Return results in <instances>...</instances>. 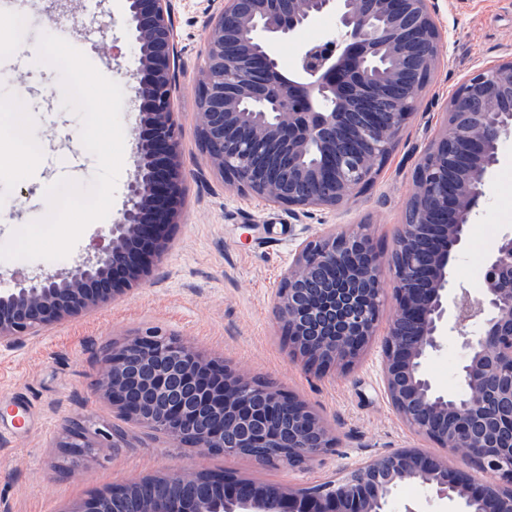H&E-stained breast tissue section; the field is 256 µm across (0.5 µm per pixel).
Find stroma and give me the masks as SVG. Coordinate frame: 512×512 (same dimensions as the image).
Instances as JSON below:
<instances>
[{
	"label": "stroma",
	"mask_w": 512,
	"mask_h": 512,
	"mask_svg": "<svg viewBox=\"0 0 512 512\" xmlns=\"http://www.w3.org/2000/svg\"><path fill=\"white\" fill-rule=\"evenodd\" d=\"M439 8L445 35L441 64L372 188L342 210H315L295 218L227 185L205 165L197 121L205 17L201 0H176L181 56L174 110L188 182L171 247L146 285L47 329L19 349L0 351V512H69L94 494L174 467L222 471L282 487L311 486L343 476L358 462L390 448L436 453L433 443L407 428L385 395L381 363L388 320H381L353 368L317 377L290 360L271 300L297 246L326 227L366 225L377 247L391 252L397 227L405 220L417 157L442 129L446 105L461 80L477 68L512 58V0H439ZM127 9V0H12L7 10H0V35L28 47L23 56H0V104L9 105L17 89H24L27 130L43 139L22 173L0 176V244L15 229L47 214L45 190L60 178L56 161L73 160V178L84 186L97 170L95 156L80 139V117L62 105L58 71L37 61L40 35L50 29L71 34L73 46L124 93L123 166L106 219L88 225L63 259L0 261V290L27 276L70 270L93 241L107 237L127 204L143 112L133 91L138 57L123 23ZM335 32V15L324 14L279 41L274 52L281 68L292 70L303 45ZM511 229L512 138L501 143L489 193L474 211L465 244L454 251V288H481L484 258ZM148 327L176 333L205 355L305 400L335 430L338 448L301 470L266 469L244 456L172 445L119 418L96 390L102 348ZM463 355L457 336L442 337L440 350L425 363L438 389L458 390ZM75 418L113 427L120 436L117 447L98 449L93 457L72 465L59 442ZM387 510L453 512L454 506L416 483L400 486Z\"/></svg>",
	"instance_id": "obj_1"
}]
</instances>
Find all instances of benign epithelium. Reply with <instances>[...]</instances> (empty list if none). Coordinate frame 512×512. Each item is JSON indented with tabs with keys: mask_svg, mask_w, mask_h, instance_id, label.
<instances>
[{
	"mask_svg": "<svg viewBox=\"0 0 512 512\" xmlns=\"http://www.w3.org/2000/svg\"><path fill=\"white\" fill-rule=\"evenodd\" d=\"M175 0H128L126 22L139 55L134 74L143 127L128 201L108 233L68 272L0 291V350L91 313L147 283L172 241L187 184L173 111ZM207 39L198 80L200 142L207 164L230 184L298 217L336 211L365 194L414 116L439 62L437 0H204ZM336 13V36L302 47L298 79L284 76L271 45L311 18ZM512 136V59L474 70L448 103L424 148L394 249L382 255L365 225L326 228L304 240L273 310L292 360L324 374L348 369L376 334L384 308L383 266L394 274V320L383 345V384L401 420L447 452L391 448L320 484L281 488L225 476L219 497L160 492L139 512H385L399 484L417 480L462 512H512V230L486 257L483 288L448 297L451 250L468 232L477 201ZM450 328L465 357L463 390L437 391L424 372ZM100 397L124 420L193 448L249 455L263 468H301L338 446L306 402L205 356L156 328L112 343L97 379ZM110 428L75 420L60 447L77 463L111 445ZM497 477L493 484L453 467L448 455ZM202 472L170 470L188 484ZM97 494L75 512H118Z\"/></svg>",
	"mask_w": 512,
	"mask_h": 512,
	"instance_id": "1",
	"label": "benign epithelium"
}]
</instances>
